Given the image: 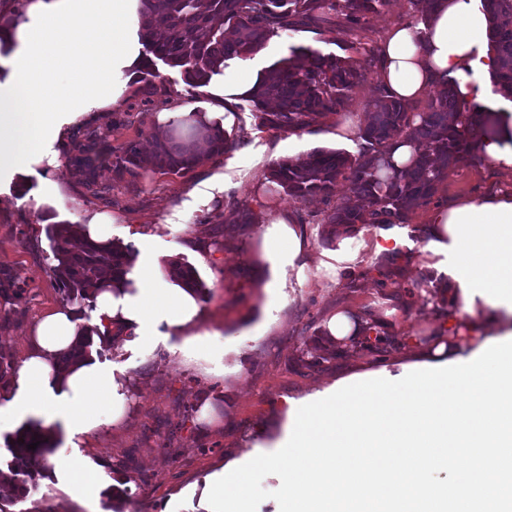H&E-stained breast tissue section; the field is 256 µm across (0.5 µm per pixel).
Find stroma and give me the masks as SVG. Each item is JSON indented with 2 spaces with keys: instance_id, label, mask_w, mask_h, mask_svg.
<instances>
[{
  "instance_id": "obj_1",
  "label": "stroma",
  "mask_w": 512,
  "mask_h": 512,
  "mask_svg": "<svg viewBox=\"0 0 512 512\" xmlns=\"http://www.w3.org/2000/svg\"><path fill=\"white\" fill-rule=\"evenodd\" d=\"M409 10V0H390L358 37L299 29L272 38L251 56L258 78L299 46L365 67L346 109L304 129L258 128L252 102L241 97L227 104L213 96L223 76L192 89L180 69L159 61L148 84L130 72L118 74L119 103L92 109L79 124L97 128L114 147L134 139L146 144L169 129L159 115H205L225 105L233 150L177 173L146 164L121 182L101 166V181L112 186L105 203L69 163L73 129L67 126L53 143L59 166L39 163L23 178L44 188L41 208L19 203L20 178L0 174V268L13 269L20 279L17 295L0 297V355L13 369L26 359L38 320L66 304L51 271L50 223L84 225L96 214L111 216L113 241L129 247L136 262L152 264L161 278H169L177 261L195 267L206 287L196 330H217L224 339L215 353L205 342L169 334L158 319L150 340H95L92 352L127 393L125 414L89 435L72 437L57 426L52 434L66 470L92 471L99 494L74 500L62 482H42L21 499L0 495V512H112L116 505L121 512H210L211 483L258 454L277 451L293 410L350 376H403L426 360L448 321L438 309L448 277L433 268L445 255L433 242L428 216L463 200L512 191V167L475 151L449 168L430 205L394 225L403 242L395 265L377 251L373 232L333 229L317 216L319 199L300 201L267 179L277 163L317 149L357 153V129L380 85L369 58L390 29L411 24ZM157 93L168 94L167 108L156 107ZM242 205L259 209L263 222L295 217L307 234L309 254L285 268L289 287H278L264 256L261 224L238 223ZM340 245L355 256L351 270H337L331 257ZM381 265L392 271L385 291L378 284ZM367 309L388 325L395 349L380 353L358 341L330 342L329 318L359 317Z\"/></svg>"
}]
</instances>
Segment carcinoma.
Here are the masks:
<instances>
[{
  "label": "carcinoma",
  "mask_w": 512,
  "mask_h": 512,
  "mask_svg": "<svg viewBox=\"0 0 512 512\" xmlns=\"http://www.w3.org/2000/svg\"><path fill=\"white\" fill-rule=\"evenodd\" d=\"M388 0H142L141 39L148 63L140 79L154 76V60L180 68L185 84L204 87L228 62L258 53L273 37L302 26H334L345 35L366 31L371 15ZM491 17L490 40L497 56L494 86L512 101V0H482ZM364 73L342 57L308 47H295L260 78L250 95L258 125L296 131L343 110ZM456 80L448 78L428 93L427 104L395 98L387 87L370 101L368 120L360 129L359 151L314 150L295 160L274 166L267 179L288 194L306 200L321 197L331 202L336 182H351L355 194L365 200L361 208L348 202L332 205L325 221L350 232L357 225L405 224L410 213L430 203L445 170L457 165L473 143L499 133L497 121L481 109L465 108L455 93ZM172 133L155 144L154 166L171 172L190 169L210 154L235 147L216 121L191 116L172 122ZM396 133L412 143L413 164L399 169L392 159L391 138ZM69 161L93 195L105 199L109 188L98 183L101 164L108 163L117 180L135 176L140 164L138 143L129 141L108 149L97 130L79 126L73 133ZM79 235L77 225L56 228L52 271L70 302L93 301L103 283V272L124 288L131 285L133 256L129 248L85 241L71 248ZM171 275L185 288L205 294L196 269L187 263L172 266ZM91 328L62 356L67 365L87 357L92 346ZM24 443H19V440ZM37 444L31 450L28 445ZM57 442L38 426L16 433L9 446L8 467L15 475V489L25 494L37 484Z\"/></svg>",
  "instance_id": "cac0c4a2"
}]
</instances>
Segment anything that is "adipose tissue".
Wrapping results in <instances>:
<instances>
[{"instance_id":"ef3b65f1","label":"adipose tissue","mask_w":512,"mask_h":512,"mask_svg":"<svg viewBox=\"0 0 512 512\" xmlns=\"http://www.w3.org/2000/svg\"><path fill=\"white\" fill-rule=\"evenodd\" d=\"M138 0H33L38 30L20 32L0 27V38L18 43L24 66L10 71L0 89V167L25 169L42 160L51 135L73 123L77 114L115 105L116 74L140 67L137 31L143 18ZM95 28L100 38L88 53L70 52L75 36ZM490 18L481 0H434L430 16L412 27H397L381 51L378 76L391 93L405 101L419 98L447 77L458 81L457 98L465 105L484 104L480 77L497 68L489 41ZM433 232L447 239L448 273L460 292L468 332L488 333L495 314H512V200H468L434 211ZM271 262L296 257L307 246L297 224L279 219L263 229ZM136 294L106 289L96 296L100 335L114 328H135L145 335L150 316L162 314L173 332L197 325L196 294L152 273L143 276ZM83 319L69 307L46 315L37 325L34 348L15 380L20 400L42 415L45 426H64L88 434L112 423L123 412L118 384L110 369L95 357L61 368L58 357L79 337ZM107 396L106 407L92 401V392Z\"/></svg>"}]
</instances>
